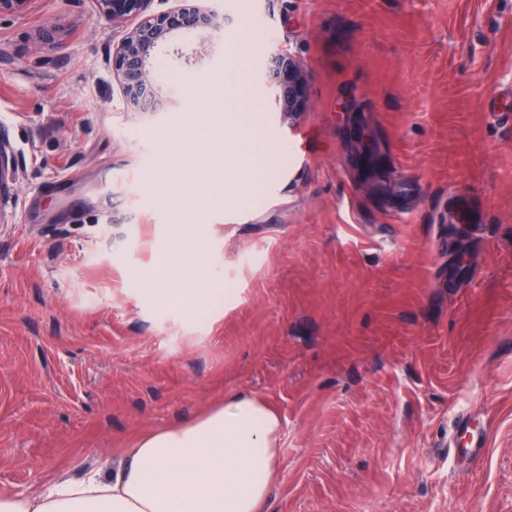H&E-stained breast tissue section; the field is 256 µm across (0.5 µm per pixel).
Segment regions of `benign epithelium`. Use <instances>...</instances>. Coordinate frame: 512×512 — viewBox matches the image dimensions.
Wrapping results in <instances>:
<instances>
[{"instance_id":"obj_1","label":"benign epithelium","mask_w":512,"mask_h":512,"mask_svg":"<svg viewBox=\"0 0 512 512\" xmlns=\"http://www.w3.org/2000/svg\"><path fill=\"white\" fill-rule=\"evenodd\" d=\"M151 0H97L100 12L114 23L136 21L127 36L112 50V74L119 81L127 104L137 112L155 111L156 82L152 60L174 37L194 38L221 27L217 15L199 5L200 0H181L179 8L164 13L148 11ZM265 77L280 85L279 112L290 117L303 111L305 74L297 58L279 52L268 60ZM15 174V158L7 139L0 135V203Z\"/></svg>"}]
</instances>
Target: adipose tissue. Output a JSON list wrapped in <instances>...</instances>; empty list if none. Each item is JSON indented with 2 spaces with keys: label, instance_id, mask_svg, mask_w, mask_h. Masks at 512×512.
<instances>
[{
  "label": "adipose tissue",
  "instance_id": "adipose-tissue-1",
  "mask_svg": "<svg viewBox=\"0 0 512 512\" xmlns=\"http://www.w3.org/2000/svg\"><path fill=\"white\" fill-rule=\"evenodd\" d=\"M222 128L200 125L189 133V141L209 143V152L187 158L176 146L169 153L167 165L182 171L179 189L197 213L221 203L207 192L218 168L246 178L268 163ZM281 429L265 401L229 394L203 416L142 436L111 473L51 483L30 496H0V512H262Z\"/></svg>",
  "mask_w": 512,
  "mask_h": 512
}]
</instances>
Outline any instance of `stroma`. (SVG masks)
<instances>
[{"label": "stroma", "mask_w": 512, "mask_h": 512, "mask_svg": "<svg viewBox=\"0 0 512 512\" xmlns=\"http://www.w3.org/2000/svg\"><path fill=\"white\" fill-rule=\"evenodd\" d=\"M224 25L153 60L158 109L112 76L131 29L97 0L0 17V133L17 171L0 209V495L110 471L141 434L225 395L278 412L265 512H512V0H207ZM266 21L246 32L244 12ZM241 54L224 81L225 57ZM302 63L306 107L278 110L253 60ZM248 111L239 136L298 131L271 179L174 243L152 189L190 81ZM416 185L405 215L400 182ZM231 286L193 311L145 282ZM490 426L468 454L459 416Z\"/></svg>", "instance_id": "obj_1"}]
</instances>
